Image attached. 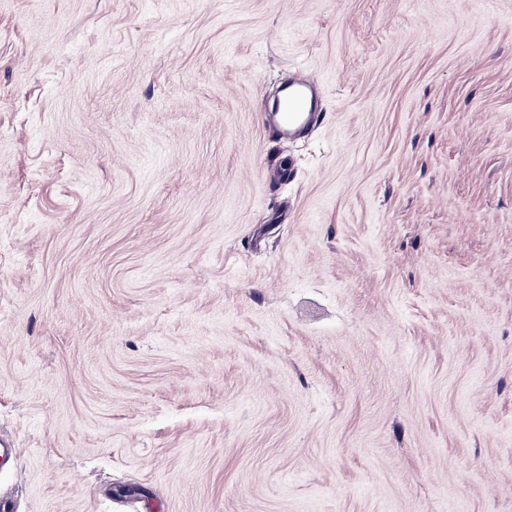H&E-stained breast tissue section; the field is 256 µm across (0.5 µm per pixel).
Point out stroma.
<instances>
[{"instance_id": "35a3bbf8", "label": "stroma", "mask_w": 512, "mask_h": 512, "mask_svg": "<svg viewBox=\"0 0 512 512\" xmlns=\"http://www.w3.org/2000/svg\"><path fill=\"white\" fill-rule=\"evenodd\" d=\"M0 444L13 512H512V0H0ZM311 83H299L291 78L282 85L283 109L275 113L276 132L281 136L309 129L316 123L321 112L317 98L313 95Z\"/></svg>"}]
</instances>
